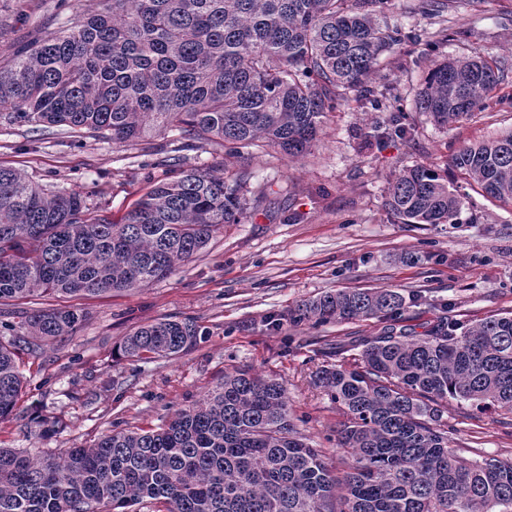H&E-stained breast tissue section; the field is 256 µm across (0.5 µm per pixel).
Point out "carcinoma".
Segmentation results:
<instances>
[{
	"label": "carcinoma",
	"instance_id": "obj_1",
	"mask_svg": "<svg viewBox=\"0 0 512 512\" xmlns=\"http://www.w3.org/2000/svg\"><path fill=\"white\" fill-rule=\"evenodd\" d=\"M0 67V120L65 125L134 145L179 131L175 150L221 141L241 157L274 147L311 151L328 113L351 100L374 111L373 76L421 35L385 27L392 0H103ZM453 0H421L431 15ZM505 70L492 56L429 65L417 114L446 128L484 109ZM120 222L79 192L48 189L0 166V300L39 292L97 296L167 277L226 224L266 196L175 157ZM453 169L482 195L512 205V130L462 147ZM464 196L422 165L390 183L385 206L401 224H456ZM414 298L393 290L325 292L284 318L324 325L389 319ZM78 309L26 316V334L0 341V421L21 393L17 350L68 336ZM203 335L161 319L125 337L124 358H168ZM352 367L327 364L316 383L342 408L333 472L291 422L273 376L235 369L202 403L163 426L104 435L88 447L34 457L0 448V512H133L148 498L166 512H512V461L461 463L443 421L448 400L512 413V314L469 325L441 316L421 335L387 328L356 339Z\"/></svg>",
	"mask_w": 512,
	"mask_h": 512
}]
</instances>
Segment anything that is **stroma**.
Segmentation results:
<instances>
[{"mask_svg": "<svg viewBox=\"0 0 512 512\" xmlns=\"http://www.w3.org/2000/svg\"><path fill=\"white\" fill-rule=\"evenodd\" d=\"M420 0H394L387 21L429 36L393 54L378 79L391 112L412 115L414 135L373 137L376 113L350 104L329 113L310 154L288 158L270 148L239 161L223 147L200 144L186 164L245 167L252 184H268L266 199L238 224L225 225L202 253L165 279L131 290L64 299L35 295L0 301V337L23 332L28 312L67 305L86 320L72 335L43 342L17 358L24 387L13 420L0 424V446L32 455L89 445L114 431L163 426L176 410L202 402L224 373L246 369L277 376L288 389L295 426L331 466L341 407L312 382L317 367L342 363L339 345L380 334L385 320L327 325L281 322L288 308L323 292L398 289L419 295L404 327L423 333L441 311L477 322L512 310V206L485 199L468 185L456 224H399L384 205L389 182L404 168L424 165L456 178L452 156L465 144L512 129V0H479L441 17ZM100 0H0V66L24 45L58 31L68 17L87 14ZM500 58L509 70L492 106L442 129L416 114L414 93L427 73L418 59ZM172 134L127 147L109 139L75 138L69 128L0 122V165L43 185L82 193L90 208L120 220L162 177L172 158ZM414 256L411 264L402 263ZM190 318L203 331L198 345L172 358L132 360L115 349L140 326ZM55 417L42 431L35 409ZM465 462L512 460V414L449 401L444 415Z\"/></svg>", "mask_w": 512, "mask_h": 512, "instance_id": "obj_1", "label": "stroma"}]
</instances>
